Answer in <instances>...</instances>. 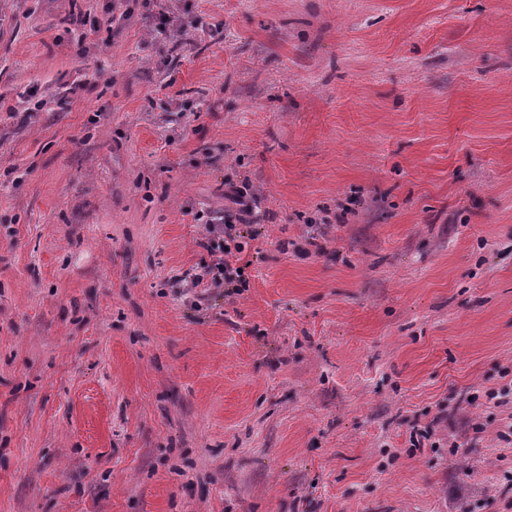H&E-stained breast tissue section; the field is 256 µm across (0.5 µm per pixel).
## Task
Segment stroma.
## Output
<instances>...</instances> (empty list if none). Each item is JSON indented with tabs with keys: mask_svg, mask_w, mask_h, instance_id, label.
<instances>
[{
	"mask_svg": "<svg viewBox=\"0 0 512 512\" xmlns=\"http://www.w3.org/2000/svg\"><path fill=\"white\" fill-rule=\"evenodd\" d=\"M160 6L0 0V512H512V0ZM232 197L235 202L241 205L246 216L241 217L238 209L235 212L224 210V225L218 227L215 224H208V236L205 238L207 241L201 244L207 248L212 254L217 252L222 253L216 262L212 265L204 267L203 272L198 274L195 285L198 286L203 283L204 278L210 276L207 281V288H222L224 293H236L240 288H246L247 280L244 278L243 267H234L230 262V257L233 255V250L236 253L243 251V244L239 241L242 238L238 230V224H251L252 205L250 189L247 186H239L232 188ZM247 217V218H246ZM242 270V273H239Z\"/></svg>",
	"mask_w": 512,
	"mask_h": 512,
	"instance_id": "35a3bbf8",
	"label": "stroma"
}]
</instances>
